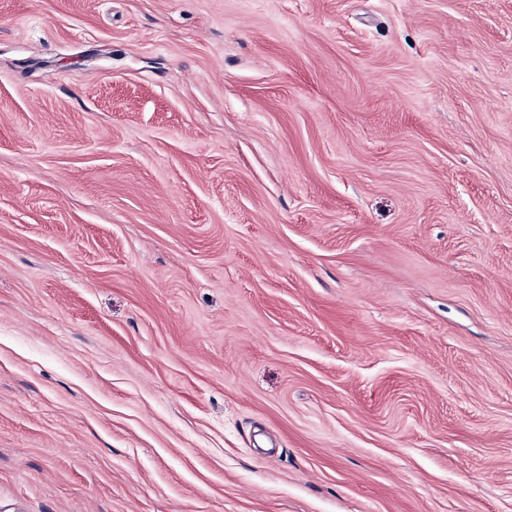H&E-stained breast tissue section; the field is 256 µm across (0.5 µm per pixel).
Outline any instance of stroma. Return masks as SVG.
Masks as SVG:
<instances>
[{
    "instance_id": "35a3bbf8",
    "label": "stroma",
    "mask_w": 512,
    "mask_h": 512,
    "mask_svg": "<svg viewBox=\"0 0 512 512\" xmlns=\"http://www.w3.org/2000/svg\"><path fill=\"white\" fill-rule=\"evenodd\" d=\"M0 512H512V0H0Z\"/></svg>"
}]
</instances>
